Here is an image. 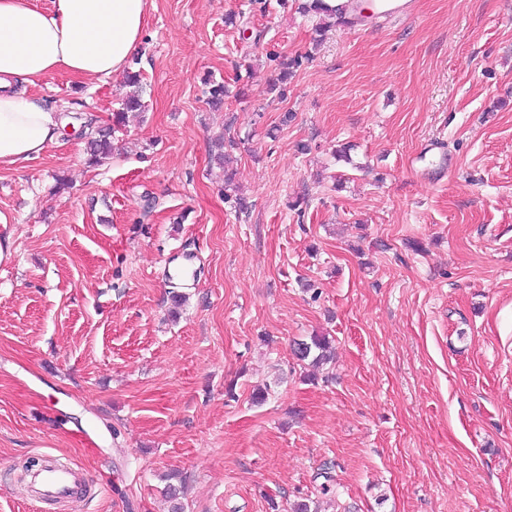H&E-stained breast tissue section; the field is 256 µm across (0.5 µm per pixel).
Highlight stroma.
<instances>
[{
  "mask_svg": "<svg viewBox=\"0 0 512 512\" xmlns=\"http://www.w3.org/2000/svg\"><path fill=\"white\" fill-rule=\"evenodd\" d=\"M300 2L151 0L126 73L30 87L67 123L0 167V512H61L45 453L73 512H168L171 474L183 512H512V0ZM328 3L326 4L325 3ZM309 0L308 2L310 3H306V4H303V6L301 7L303 9L304 12H310V11H313V12H316V13H322V14H325L326 16H329L330 18H335L337 23L338 24H350V23H353L354 20H358L359 18L363 17L362 15V11H363V7H362V3L361 2H358L356 1V3L354 4L353 6V10L357 13L356 16L354 17V19H351V20H346L345 18V15H346V12H347V7L348 5L347 4H342L340 6H337L338 3L336 4V2H338L337 0ZM128 83L130 87H133L134 89L127 94L123 102L121 103V108L117 111L116 115V123H120L121 121V114L124 112L129 111H136L140 110L143 107L141 93H142V86L139 79V74L135 73H129L128 75ZM112 131L113 129L110 127L99 130L97 132L98 136L88 141L87 152L90 155L89 160L91 162L97 163L112 153ZM210 162L216 163L224 170V184L229 186L232 181L234 159L231 154L224 151V139L217 138L212 142L210 149ZM329 341L326 336H311L310 342L299 344V353L302 359L312 355L311 363L315 366L324 364L329 359ZM46 458L45 467L31 475L38 499L43 502H64L77 497L84 483L83 465L75 460L58 464L53 462L50 455H46Z\"/></svg>",
  "mask_w": 512,
  "mask_h": 512,
  "instance_id": "obj_1",
  "label": "stroma"
}]
</instances>
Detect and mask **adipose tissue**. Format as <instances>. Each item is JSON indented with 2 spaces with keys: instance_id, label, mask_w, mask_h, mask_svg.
I'll use <instances>...</instances> for the list:
<instances>
[{
  "instance_id": "obj_1",
  "label": "adipose tissue",
  "mask_w": 512,
  "mask_h": 512,
  "mask_svg": "<svg viewBox=\"0 0 512 512\" xmlns=\"http://www.w3.org/2000/svg\"><path fill=\"white\" fill-rule=\"evenodd\" d=\"M149 0H0V165L40 158L65 120L28 94L59 73L102 81L122 72L142 42Z\"/></svg>"
}]
</instances>
